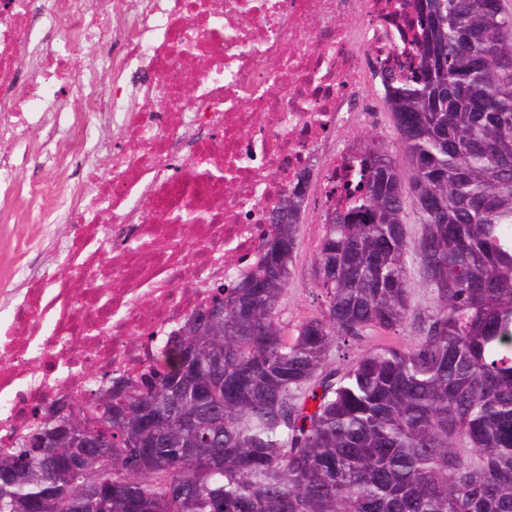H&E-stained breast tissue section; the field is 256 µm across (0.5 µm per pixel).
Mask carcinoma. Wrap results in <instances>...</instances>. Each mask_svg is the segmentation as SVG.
<instances>
[{
  "mask_svg": "<svg viewBox=\"0 0 512 512\" xmlns=\"http://www.w3.org/2000/svg\"><path fill=\"white\" fill-rule=\"evenodd\" d=\"M410 6L413 60L381 70L391 138L359 146L360 182L323 224L320 316L282 319L294 187L261 264L186 317L168 371L93 393L112 447H37L57 402L0 449V512H512V0ZM370 333L384 342L330 362ZM411 304L417 313H423L432 306L431 292L426 288L419 276L417 269L411 274Z\"/></svg>",
  "mask_w": 512,
  "mask_h": 512,
  "instance_id": "cac0c4a2",
  "label": "carcinoma"
}]
</instances>
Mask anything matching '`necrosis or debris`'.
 <instances>
[{
	"label": "necrosis or debris",
	"mask_w": 512,
	"mask_h": 512,
	"mask_svg": "<svg viewBox=\"0 0 512 512\" xmlns=\"http://www.w3.org/2000/svg\"><path fill=\"white\" fill-rule=\"evenodd\" d=\"M0 0V202L32 150L27 130L69 131L51 161V197L30 187L29 221L76 231L38 273L0 264V447L33 411L88 384L165 365L184 318L209 304L227 271L263 256L267 215L316 172L314 210L344 205L359 179L354 141L380 65L418 38L406 0ZM62 34L58 49L47 30ZM112 38L111 80L84 71L73 48ZM69 79L85 104L45 101ZM115 127L112 162L87 114ZM82 282L74 292V282Z\"/></svg>",
	"instance_id": "obj_1"
}]
</instances>
